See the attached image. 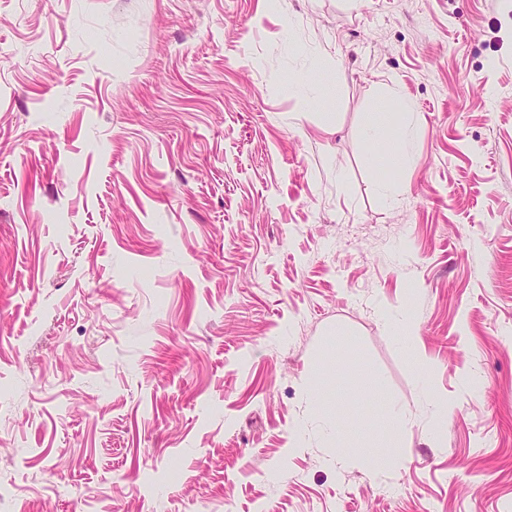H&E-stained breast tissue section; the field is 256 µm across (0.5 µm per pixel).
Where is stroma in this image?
<instances>
[{
  "instance_id": "stroma-1",
  "label": "stroma",
  "mask_w": 512,
  "mask_h": 512,
  "mask_svg": "<svg viewBox=\"0 0 512 512\" xmlns=\"http://www.w3.org/2000/svg\"><path fill=\"white\" fill-rule=\"evenodd\" d=\"M0 512H512V0H0ZM391 104L396 106L398 112L375 113L364 123L363 133L370 142L386 144L389 158L398 167L407 160L410 154V123L405 120L410 118L414 112H412V103L400 95L392 96L389 105ZM393 117H395L394 121ZM339 432L335 430L329 431L326 436V442L328 444H336V463H345L351 459V456L356 451H359L356 457L362 459L363 461L368 463V470L372 477L379 478L385 475L388 470L394 466H397L401 463V458L395 456L392 451L389 453L386 459L379 456V454H373L365 448H341L339 445Z\"/></svg>"
}]
</instances>
